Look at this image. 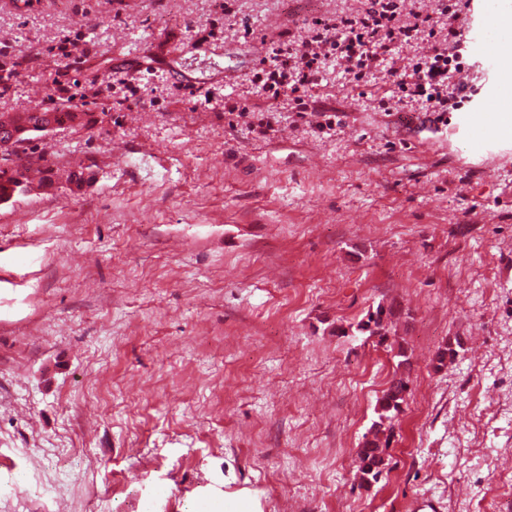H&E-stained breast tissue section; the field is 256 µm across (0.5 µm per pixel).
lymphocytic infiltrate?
<instances>
[{"mask_svg":"<svg viewBox=\"0 0 512 512\" xmlns=\"http://www.w3.org/2000/svg\"><path fill=\"white\" fill-rule=\"evenodd\" d=\"M413 2L371 0L370 7L355 16L317 17L307 36L298 40L285 39L280 31L264 35L272 63L253 76L258 93L273 99L289 93L296 112L310 111L306 93L333 62L359 82L385 74L398 89L396 110L416 101L433 122H447L449 111L467 96L468 87L458 75L466 67L462 44L469 0H437L429 12L413 9ZM413 42L425 44V51L398 63L404 45Z\"/></svg>","mask_w":512,"mask_h":512,"instance_id":"lymphocytic-infiltrate-1","label":"lymphocytic infiltrate"}]
</instances>
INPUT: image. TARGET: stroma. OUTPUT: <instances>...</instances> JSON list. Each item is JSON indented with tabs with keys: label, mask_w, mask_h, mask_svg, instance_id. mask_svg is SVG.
Instances as JSON below:
<instances>
[{
	"label": "stroma",
	"mask_w": 512,
	"mask_h": 512,
	"mask_svg": "<svg viewBox=\"0 0 512 512\" xmlns=\"http://www.w3.org/2000/svg\"><path fill=\"white\" fill-rule=\"evenodd\" d=\"M367 6L0 0V114L92 119L23 145L53 183L0 205V475L77 512H512V149L476 156L424 113L380 112L390 79L333 67L307 95L334 130L284 111L263 134L224 108H264L269 25ZM79 34L89 56H63ZM482 57L462 111L512 94ZM381 303L401 310L386 346L357 330ZM395 344L409 391L367 486Z\"/></svg>",
	"instance_id": "35a3bbf8"
}]
</instances>
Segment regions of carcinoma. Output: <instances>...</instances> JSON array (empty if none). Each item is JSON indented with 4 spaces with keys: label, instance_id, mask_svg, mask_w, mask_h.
I'll return each instance as SVG.
<instances>
[{
    "label": "carcinoma",
    "instance_id": "obj_1",
    "mask_svg": "<svg viewBox=\"0 0 512 512\" xmlns=\"http://www.w3.org/2000/svg\"><path fill=\"white\" fill-rule=\"evenodd\" d=\"M18 174L28 178V167L23 163H16L11 168H0V193L11 189L13 175ZM398 309L394 305L387 307L378 305L376 311L367 314V320L358 323V330L368 333L370 337H378V343L387 340L389 323L396 316ZM396 356L397 370L388 387L383 391L377 401V414L379 421L373 423L371 430L364 436L359 448L361 458L360 479L361 483L370 485L380 480L383 472L389 465V441L380 438L384 430H392L393 421L402 411L408 394V377L406 373L410 362L403 347H398Z\"/></svg>",
    "mask_w": 512,
    "mask_h": 512
}]
</instances>
